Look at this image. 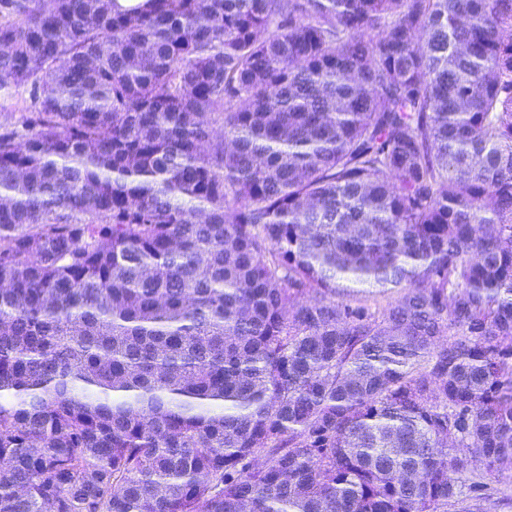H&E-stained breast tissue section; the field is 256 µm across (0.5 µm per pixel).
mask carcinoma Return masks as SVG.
Listing matches in <instances>:
<instances>
[{"instance_id": "cac0c4a2", "label": "carcinoma", "mask_w": 512, "mask_h": 512, "mask_svg": "<svg viewBox=\"0 0 512 512\" xmlns=\"http://www.w3.org/2000/svg\"><path fill=\"white\" fill-rule=\"evenodd\" d=\"M18 87L0 512H448L512 469V0H0Z\"/></svg>"}]
</instances>
